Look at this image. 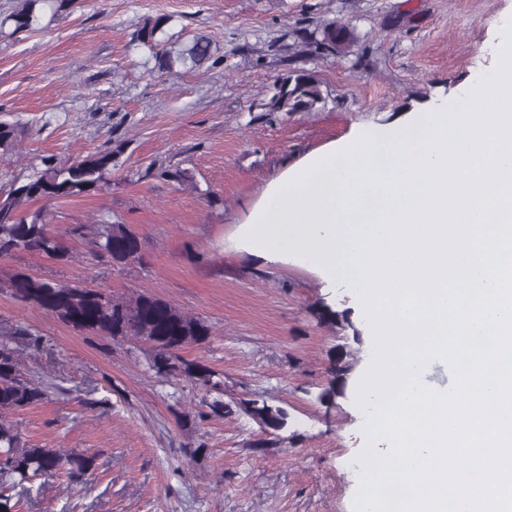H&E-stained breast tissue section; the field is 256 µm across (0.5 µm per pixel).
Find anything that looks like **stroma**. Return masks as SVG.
<instances>
[{"label":"stroma","mask_w":512,"mask_h":512,"mask_svg":"<svg viewBox=\"0 0 512 512\" xmlns=\"http://www.w3.org/2000/svg\"><path fill=\"white\" fill-rule=\"evenodd\" d=\"M155 14L172 16L170 34L208 33L220 62L150 73L132 34ZM332 21L353 31L351 53L289 56L295 35ZM511 21L512 0H84L36 31H0V121L19 127L0 158V192L42 158L123 149L107 190L46 204L66 259L0 260V325L40 336L24 366L58 387L14 414L20 436L94 459L82 479L58 473L14 489L20 512H353L366 416L353 391L318 400L337 347L353 346L360 365L369 356V339H353L365 320L350 288L325 289L297 264L259 265L223 243L307 153L447 107L492 73ZM295 67L320 80L325 104L262 111ZM153 161L186 170L189 183L140 178ZM102 218L137 234V262L90 255L85 233ZM17 273L149 293L205 320L210 339L181 356L218 373L222 391L156 375L142 341L82 333L20 301ZM326 306L350 327L322 321ZM217 398L266 399L288 410L289 425L266 437L248 414L213 413Z\"/></svg>","instance_id":"obj_1"}]
</instances>
